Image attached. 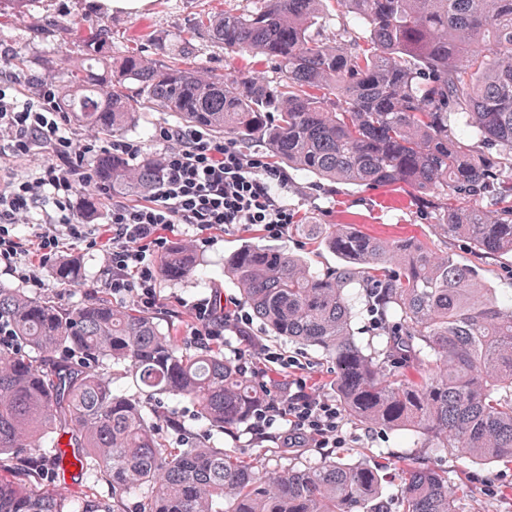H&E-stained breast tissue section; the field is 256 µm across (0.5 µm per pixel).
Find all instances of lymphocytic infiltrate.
<instances>
[{"mask_svg":"<svg viewBox=\"0 0 512 512\" xmlns=\"http://www.w3.org/2000/svg\"><path fill=\"white\" fill-rule=\"evenodd\" d=\"M21 84L19 74L0 72V159L26 156L37 146L48 155L35 174L12 176L0 185V269L19 282L40 286L44 271L65 250L101 251L104 287L113 301H132L151 314L161 306L158 257L167 247L164 230L188 224L202 234L239 224L280 237L296 223V212L279 195L287 179L264 157L244 153L229 139L163 127L159 185L139 203L109 195L102 223L85 224L80 201L93 180L86 156L108 153L134 160L144 146L122 136L75 146L55 88L39 84L35 97L23 100ZM44 201L52 208L31 235L15 234L14 225ZM184 308L195 347L209 350L232 336L240 340L234 369L263 394L250 417L253 434L274 435L279 447L294 452L345 446L341 402L319 394L309 364L253 335V317L241 300L202 298Z\"/></svg>","mask_w":512,"mask_h":512,"instance_id":"f902f5d3","label":"lymphocytic infiltrate"}]
</instances>
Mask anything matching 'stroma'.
<instances>
[{"mask_svg": "<svg viewBox=\"0 0 512 512\" xmlns=\"http://www.w3.org/2000/svg\"><path fill=\"white\" fill-rule=\"evenodd\" d=\"M241 5L242 0H153L147 12L130 15L99 13L90 8L89 0H31L26 25H17L14 18L0 16V47L10 48L13 53L9 64L11 71L38 78L42 75L43 65L57 59L61 51L81 50L90 28L104 26L111 30L113 58H121L133 51L152 56L157 46L175 47L200 16L236 10ZM64 16L74 19L76 25L71 37L63 41L55 36L51 25ZM194 63L217 75L244 74L268 80L275 75L273 65L264 57L228 53L208 42L200 44ZM287 175L288 188L282 192L281 198L297 212L299 223L353 224L375 237L422 242L435 251L453 254L464 264L477 266L489 287L501 293L512 292V257L475 253L465 241L439 236L434 229L441 210H454L461 206L486 208L491 204L489 198L475 196L464 199L451 193L426 200L405 186L353 188L333 182L317 186L304 172L291 168ZM211 237V242H201L196 230L187 224L175 226L168 234L171 242L192 245L202 260L194 276L177 283L164 280L159 284L165 304L156 316L163 325L174 327L177 342L185 349L190 346L189 321L177 306V299L192 301L204 298L216 289L227 295H236V288L224 276V260L247 242L272 243L273 247L304 256L312 266L320 269L337 264L331 252L311 246L294 231L271 241L257 229L233 226L212 231ZM67 256L80 265L78 280L64 287L52 273H44L40 293L67 306L104 294L102 255L77 249L68 251ZM253 332L259 338L270 339L272 344L286 349L288 353H303L314 366L317 385L323 392L332 393L334 366L320 351L314 348L302 350L283 338L270 336L267 328L258 321L253 324ZM345 428L349 441L343 448H312L287 456L273 440L256 441L246 428L241 427L225 434L224 449L272 467L281 464L304 469L333 458L358 460L381 468L383 492L392 500L400 495V478L392 465L407 459L445 471L452 484L463 487L459 512H512V462L475 463L454 451H431L419 447L413 437L404 432L368 430L351 419L347 420ZM490 483L498 487V494L487 491L486 486Z\"/></svg>", "mask_w": 512, "mask_h": 512, "instance_id": "1", "label": "stroma"}]
</instances>
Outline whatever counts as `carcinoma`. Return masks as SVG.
Instances as JSON below:
<instances>
[{"label":"carcinoma","mask_w":512,"mask_h":512,"mask_svg":"<svg viewBox=\"0 0 512 512\" xmlns=\"http://www.w3.org/2000/svg\"><path fill=\"white\" fill-rule=\"evenodd\" d=\"M209 40L274 61L275 79L186 66ZM109 44L98 29L64 58L61 106L81 125L123 135L143 113L166 112L321 180L426 198L490 193L500 207L449 211L436 230L479 254L512 255V0H253L200 21L150 62L136 52L114 62ZM160 178L153 152L95 162L96 181L117 193L143 195ZM296 231L339 263L320 270L286 250L240 248L224 275L253 316L332 362L351 419L409 431L423 448L512 461V294L420 243L348 224ZM199 265L175 243L162 276L182 281ZM53 274L79 276L70 261ZM364 298L388 330L372 347L354 338ZM0 327L17 337L0 349V457L46 448L57 474L95 473L112 502L135 497V512H388L382 475L360 462L270 469L226 454L224 430L248 422L259 393L224 351L186 352L154 316L106 296L69 307L0 285ZM116 367L137 395L115 389ZM141 395L191 401L209 433L172 420L181 441L170 443ZM400 496L402 512H458L448 475L427 466L405 469ZM0 512L107 509L73 499L63 480L34 490L0 476Z\"/></svg>","instance_id":"carcinoma-1"}]
</instances>
